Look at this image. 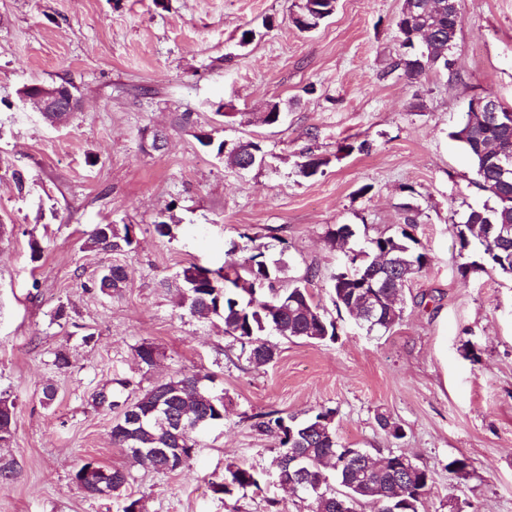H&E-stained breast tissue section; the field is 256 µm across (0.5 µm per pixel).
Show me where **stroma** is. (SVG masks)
I'll return each instance as SVG.
<instances>
[{"label":"stroma","mask_w":512,"mask_h":512,"mask_svg":"<svg viewBox=\"0 0 512 512\" xmlns=\"http://www.w3.org/2000/svg\"><path fill=\"white\" fill-rule=\"evenodd\" d=\"M301 2L0 0V393L17 405L10 447L23 464L0 486V512H118L119 498L88 499L75 486L81 458L131 467L127 492L147 512H310L277 483L232 496L212 485L227 463L269 466L275 441L250 415L302 419L322 407L335 409L346 447H394L431 470L422 512H512V276L458 273L477 248L461 249L457 227L488 196L450 137L473 96L490 90L512 106V0H460L452 69L412 83L389 70L403 0H336L311 31L292 22ZM65 81L81 109L63 126L19 95ZM272 102L283 119L267 125ZM180 112L190 126L177 125ZM158 127L169 141L155 150L147 136ZM201 130L259 142L271 160L237 171L198 142ZM305 153L327 158L322 174L300 175ZM16 169L33 179L26 194ZM407 203L430 262L405 289L400 324L369 334L332 301L345 255L326 232L350 225L351 246L362 245L393 232ZM161 220L171 236L155 233ZM98 224L131 225L133 245L120 255L84 248ZM245 234L267 243L270 259L286 257V280L316 271L309 291L335 320V341L272 336L278 358L258 368L221 319L176 307L168 281L193 263L222 267ZM115 262L129 280L110 297L92 282ZM61 302L72 318L58 326ZM145 340L162 352L148 372L135 355ZM62 346L65 371L52 364ZM183 372L215 376L223 424L198 435L189 468L130 466L93 393L116 377L142 390ZM48 384L56 399L46 407ZM381 414L402 440L379 427ZM456 459L465 469L449 471Z\"/></svg>","instance_id":"35a3bbf8"}]
</instances>
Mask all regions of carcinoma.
<instances>
[{"mask_svg":"<svg viewBox=\"0 0 512 512\" xmlns=\"http://www.w3.org/2000/svg\"><path fill=\"white\" fill-rule=\"evenodd\" d=\"M414 26H409L403 15L395 21L399 33L401 53L391 70L407 74L410 64L421 61L419 79L424 73L440 69L431 58L448 56V7L436 8L443 0H416ZM335 9V0H303L299 17L293 19L302 31L317 27ZM435 30L437 37L425 47L426 55L418 52V28ZM454 141L466 142L463 150L473 165L480 190L488 194L493 205L470 209L464 223L458 225L457 236L461 248L477 241L483 264L512 275V239L499 242L494 235L481 236L487 224L512 226V173L504 175L487 151V144L497 142L512 153V128L503 129L488 120L487 113L467 112L463 121L449 133ZM213 148L216 156L227 165L242 170L245 166H261L267 153L252 140L240 141L224 148V142L200 141ZM327 160L313 155L304 156L297 163L305 177L318 174ZM417 224L413 208L405 207L403 223L389 235L369 239L367 245L346 255V264L331 279V294L338 309L353 313L359 307L365 276L376 259L388 254L393 260L386 275L389 303L379 310L374 331H388L403 319L404 290L414 275L429 263V256L415 248L417 240L411 229ZM353 236L347 224L328 230L326 241L335 246ZM133 244L129 227L97 224L89 232L84 246L91 250L120 254ZM268 246L250 237L246 244H232L229 255H238L224 262V267L210 270L191 264L179 273L176 287L177 308L198 316H218L224 321V335L232 339L246 360L263 367L277 358V349L267 336L277 333L287 339L316 342L336 340V322L315 304L305 286L314 272H308L302 284L289 288L280 285L286 267L276 265L267 257ZM129 271L114 263L105 267L93 287L105 295L120 292L126 287ZM139 365L154 368L161 352L152 342L143 341L135 348ZM214 378L197 372L181 373L161 380L132 398L124 394L130 381L117 379L118 388L99 390L92 395L93 403L106 408L115 417L112 420V443L125 450L131 464L148 463V469L158 474H169L190 465L197 440L193 434L224 421V395L212 391ZM336 412L321 408L303 421L293 417L277 416L271 412L255 415L254 427L272 434L277 440L270 464L271 471H259L243 463L230 462L224 468V478L212 484L213 492L231 495L239 491L263 490L267 476L273 474L282 484L291 480L285 467L289 454L303 457V480L320 486V495L310 499L311 512H357L364 500H371L382 491L390 492L378 505L377 512H421L423 501L432 484L431 471L421 465L413 475L395 465L398 453L390 448L373 453L365 448H346L336 440ZM16 428V403L0 394V485L15 481L22 471L19 455L9 450ZM107 473L111 489L107 496L119 495L129 484L131 472L109 468L94 460L82 459L74 469L73 481L88 498L101 497L97 493L96 473Z\"/></svg>","mask_w":512,"mask_h":512,"instance_id":"cac0c4a2","label":"carcinoma"}]
</instances>
